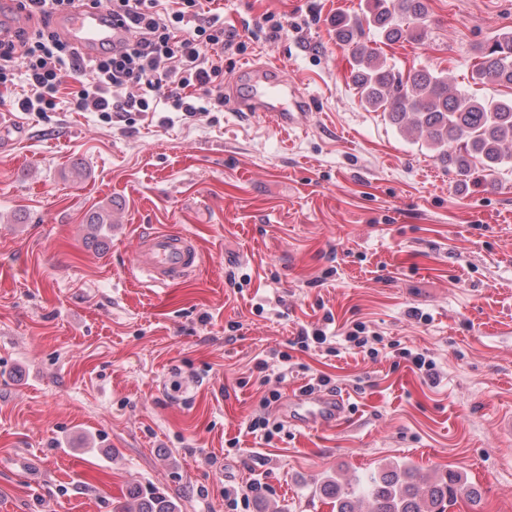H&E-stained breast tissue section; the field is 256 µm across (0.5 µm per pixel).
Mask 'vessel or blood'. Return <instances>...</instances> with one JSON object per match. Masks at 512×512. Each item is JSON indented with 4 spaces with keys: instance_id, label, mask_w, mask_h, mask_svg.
Returning <instances> with one entry per match:
<instances>
[{
    "instance_id": "obj_1",
    "label": "vessel or blood",
    "mask_w": 512,
    "mask_h": 512,
    "mask_svg": "<svg viewBox=\"0 0 512 512\" xmlns=\"http://www.w3.org/2000/svg\"><path fill=\"white\" fill-rule=\"evenodd\" d=\"M61 31L85 55L95 56L101 48L118 43L123 31L113 28L112 21L102 10L77 7L62 17ZM238 78L249 85L245 111L276 114L280 125L297 124L307 112L309 103L300 87L281 77L278 70L253 66L240 70ZM203 263L197 241L176 227L152 233L138 243L135 264L147 284L165 286L186 280L196 274ZM281 414L295 425L331 426L345 417L342 398L330 392L290 394L280 409Z\"/></svg>"
}]
</instances>
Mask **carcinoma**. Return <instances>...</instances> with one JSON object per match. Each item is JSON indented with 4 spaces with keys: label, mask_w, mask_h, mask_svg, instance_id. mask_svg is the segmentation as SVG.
<instances>
[{
    "label": "carcinoma",
    "mask_w": 512,
    "mask_h": 512,
    "mask_svg": "<svg viewBox=\"0 0 512 512\" xmlns=\"http://www.w3.org/2000/svg\"><path fill=\"white\" fill-rule=\"evenodd\" d=\"M425 15V0H366L362 13L336 16V37L352 47V80L361 102L383 112L393 125L410 119L412 126L426 132L441 160L455 166L465 181L478 183L512 164V98H480L428 68L404 74L357 40L367 25L390 42L418 41ZM471 79L476 85L512 88V33H502L482 48ZM319 491L336 500V512H353L354 500L360 497L373 500V512H448L458 494L469 499L475 495L452 473L418 486L408 468H383L348 488L326 480ZM139 512H176V507L154 492L141 499Z\"/></svg>",
    "instance_id": "1"
}]
</instances>
